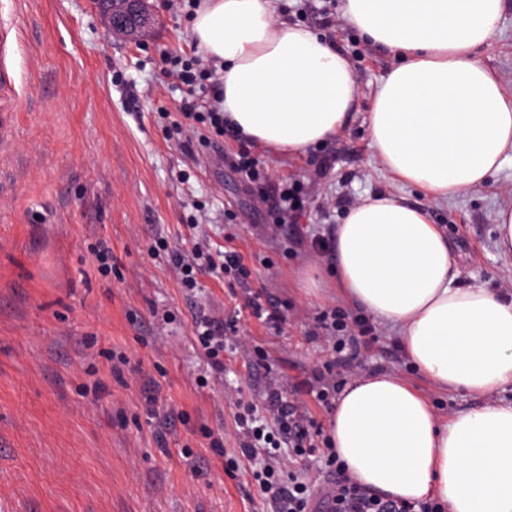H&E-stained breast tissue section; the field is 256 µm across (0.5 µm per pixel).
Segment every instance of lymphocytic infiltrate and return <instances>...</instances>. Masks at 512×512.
Returning a JSON list of instances; mask_svg holds the SVG:
<instances>
[{
  "instance_id": "1",
  "label": "lymphocytic infiltrate",
  "mask_w": 512,
  "mask_h": 512,
  "mask_svg": "<svg viewBox=\"0 0 512 512\" xmlns=\"http://www.w3.org/2000/svg\"><path fill=\"white\" fill-rule=\"evenodd\" d=\"M214 76V70L198 68L189 62L183 63L175 73L176 79L188 88L181 110L186 116L207 126L210 135L202 140L207 147L213 146L216 139L225 133L221 99H214L206 106L200 102L201 91ZM307 195V189L288 184L273 194L270 206L272 230H280L286 224L295 222L304 210ZM167 255L181 286L185 288L196 287L197 277L202 273L234 281L244 288L248 287L252 275L243 256L231 248L216 257L209 249L199 245L188 251L171 247ZM348 328L347 312L332 308L319 313L309 328V334L331 340L338 354L337 359L310 371L303 384L304 394L300 397H287L277 380H268L261 394L260 405H246L244 416L237 419L241 453L245 458L253 460L261 453L270 458L276 455L277 434H270L254 417L256 409L261 407L273 415L279 426L278 434L286 435L296 454L301 455L306 449L324 445L325 465L337 471V478L327 481L317 490L301 472L266 465L252 470V482L257 483L262 494L274 504L276 512H442V505L431 500L408 503L370 492L344 473L331 437H316L303 425L304 396H311L320 405L333 406L347 376L352 373L350 362L343 355L346 344L342 335ZM192 332L207 363L215 371H223L224 347L239 339L235 321L225 322L200 314L193 319Z\"/></svg>"
}]
</instances>
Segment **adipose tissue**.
<instances>
[{
  "label": "adipose tissue",
  "instance_id": "ef3b65f1",
  "mask_svg": "<svg viewBox=\"0 0 512 512\" xmlns=\"http://www.w3.org/2000/svg\"><path fill=\"white\" fill-rule=\"evenodd\" d=\"M512 0H343L346 22L401 56L374 95L372 144L397 181L442 202L488 183L512 152V97L479 53ZM191 36L222 64L224 114L242 139L297 155L347 124L358 86L345 54L276 19L266 0H205ZM346 295L399 327L435 387L481 402L440 421L413 387L353 380L330 417L336 453L371 492L448 512H512V299L459 283L448 239L391 194L362 198L336 228Z\"/></svg>",
  "mask_w": 512,
  "mask_h": 512
}]
</instances>
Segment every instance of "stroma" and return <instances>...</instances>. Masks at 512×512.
I'll list each match as a JSON object with an SVG mask.
<instances>
[{
	"mask_svg": "<svg viewBox=\"0 0 512 512\" xmlns=\"http://www.w3.org/2000/svg\"><path fill=\"white\" fill-rule=\"evenodd\" d=\"M157 23L137 45L107 35L90 0H16L18 43L7 64L21 89L13 136L0 151V512H271L251 486L235 422L236 401L256 403L268 379L285 393L333 345L308 321L347 305L341 289L302 287L321 258L300 237H331L351 204L395 192L425 209L447 237L460 279L512 295V256L494 241V216L512 207V156L485 185L448 203L397 183L382 167L366 118L396 62L342 16V0H269L277 19L299 25L347 55L359 95L335 138L288 156L268 148L265 181L313 184L295 225L271 236L268 204L226 162L242 144L199 143L207 131L178 107L185 87L161 72V54L206 64L190 36L184 0H151ZM481 58L512 92V8ZM333 161L325 175L323 155ZM192 247L232 243L253 265L251 288L204 276L181 288L158 239ZM112 249L118 273L101 276L91 253ZM287 301L281 333L245 308L251 289ZM236 320L241 340L224 370L205 363L194 315ZM375 328L353 361L356 374L391 372L427 396L440 416L474 397L434 389L408 361L401 332L365 310ZM125 356L121 376L108 355ZM160 385L159 409L177 412L159 429L144 401V376ZM222 437L214 449L200 432ZM237 459L228 475L224 465Z\"/></svg>",
	"mask_w": 512,
	"mask_h": 512,
	"instance_id": "1",
	"label": "stroma"
}]
</instances>
